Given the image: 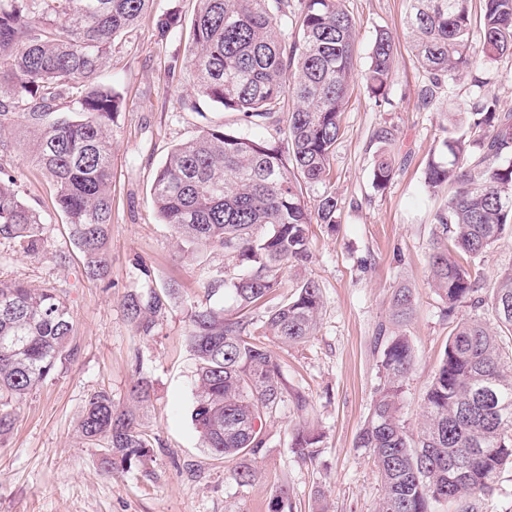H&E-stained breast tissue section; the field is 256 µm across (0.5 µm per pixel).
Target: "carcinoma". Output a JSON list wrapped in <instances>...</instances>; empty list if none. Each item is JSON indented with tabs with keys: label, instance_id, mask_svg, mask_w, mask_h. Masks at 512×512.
I'll return each instance as SVG.
<instances>
[{
	"label": "carcinoma",
	"instance_id": "cac0c4a2",
	"mask_svg": "<svg viewBox=\"0 0 512 512\" xmlns=\"http://www.w3.org/2000/svg\"><path fill=\"white\" fill-rule=\"evenodd\" d=\"M153 0H0V134L16 144L53 182L56 204L70 226L86 275L108 268L112 228V119L123 104L102 81L115 43L130 33ZM479 45L472 41L470 0H410L406 25L429 84L421 102L456 73L484 61L512 59V0H482ZM291 30L292 41L275 35ZM356 24L343 0H199L187 62L199 97L237 112L253 127L274 123L288 159L258 138L221 125L202 128L174 146L158 170L152 204L182 240L216 247L243 272L216 278L207 296L229 292L236 311L206 304L190 314L186 340L197 360L193 422L206 448L232 464L230 477H255L249 457L264 442L263 421L284 398L272 338L295 345L313 335L321 289L301 279L262 318L254 308L275 298L285 270L308 257L309 225L336 223L339 200L327 188L330 159L342 132L341 115L355 65ZM395 61L392 34L379 29L369 48L366 89L388 102ZM442 153L425 173L435 193L455 187L436 214L430 248L432 286L448 316L467 305L476 313L452 329L422 399V423L401 420L402 381L414 350L401 326L412 314L410 288L395 291L392 321L379 364L383 381L355 438L373 458L382 487L376 512H483L502 470L512 466V272L486 284L476 261L512 231V112L479 94L464 119L448 117ZM395 174L391 156L374 162L373 185ZM316 193L314 209L305 194ZM44 218L20 197L0 168V240L28 255L46 248ZM171 292H129L127 319L150 336ZM488 307L498 331L477 310ZM74 323L52 288L0 281V437L13 427L11 403L43 383L67 356ZM84 440L103 444L108 475L152 460L150 435L134 410L105 391L88 400L78 423ZM321 435L305 423L293 429L294 452L317 455ZM461 465L458 479L449 468Z\"/></svg>",
	"mask_w": 512,
	"mask_h": 512
}]
</instances>
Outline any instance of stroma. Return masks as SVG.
I'll use <instances>...</instances> for the list:
<instances>
[{
	"mask_svg": "<svg viewBox=\"0 0 512 512\" xmlns=\"http://www.w3.org/2000/svg\"><path fill=\"white\" fill-rule=\"evenodd\" d=\"M344 4L356 22L357 63L331 158L330 187L340 209L336 224H311L307 260L284 274L288 286L307 277L318 281L323 309L306 343L275 348L285 389L303 392L307 405L299 409L284 399L264 422L265 445L252 458L250 484L232 481L228 463L210 454L194 428L197 361L185 339L191 312L208 299V272L231 278L238 269L223 250L189 245L163 223L151 204V185L171 149L200 127L221 124L273 145L282 138L205 101L198 111L183 109L182 100L195 94L184 60L197 0H154L138 27L116 42L103 75L124 99L112 124V240L104 279L86 276L53 187L29 156L17 148L0 154L24 202L45 217L47 239L36 256L0 240V280L55 289L74 320L68 360L15 404L13 429L0 439V512H267L283 487L293 512H374L381 487L371 457L354 440L380 383L377 333L388 321L395 288H414L417 306L405 332L415 363L402 382L401 418L417 428L422 395L453 328L428 279L435 217L447 196L425 191V171L440 155L449 113L469 111L476 89L463 71L422 106L425 74L404 37L408 0ZM173 11L183 30L160 38L157 22ZM381 28L395 39L396 60L390 102L379 107L368 96L364 74ZM480 76L500 109L512 111V60L486 62ZM384 124L397 131L396 173L378 192L371 183L380 150L373 133ZM172 284L178 295L153 334L137 335L125 315V296ZM140 377L151 387L139 415L153 441L152 459L109 476L102 447L81 439L78 422L98 391L130 405V388ZM299 422L322 435L314 459L292 449Z\"/></svg>",
	"mask_w": 512,
	"mask_h": 512,
	"instance_id": "stroma-1",
	"label": "stroma"
}]
</instances>
